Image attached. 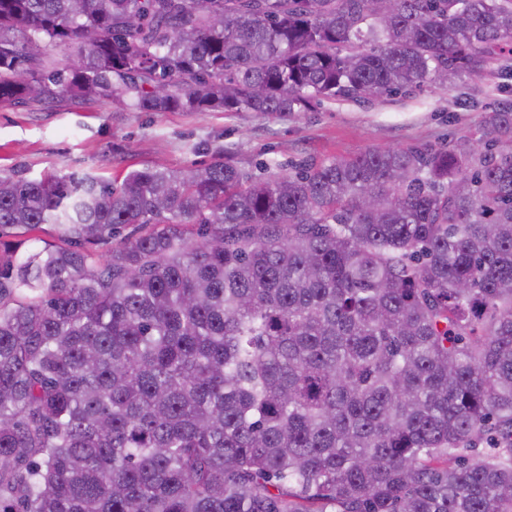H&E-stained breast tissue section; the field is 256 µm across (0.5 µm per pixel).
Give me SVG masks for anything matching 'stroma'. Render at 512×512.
Instances as JSON below:
<instances>
[{
    "label": "stroma",
    "instance_id": "35a3bbf8",
    "mask_svg": "<svg viewBox=\"0 0 512 512\" xmlns=\"http://www.w3.org/2000/svg\"><path fill=\"white\" fill-rule=\"evenodd\" d=\"M507 94L493 75L424 84L370 106L314 112H138L102 99L0 105V170L28 178L79 172L108 178L142 165L184 169L216 154L239 167L288 174L304 161L383 147L441 148L475 133Z\"/></svg>",
    "mask_w": 512,
    "mask_h": 512
}]
</instances>
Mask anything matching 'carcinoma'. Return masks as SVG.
<instances>
[{
    "mask_svg": "<svg viewBox=\"0 0 512 512\" xmlns=\"http://www.w3.org/2000/svg\"><path fill=\"white\" fill-rule=\"evenodd\" d=\"M504 51L512 0H0L14 105L366 106ZM44 224L0 240V512H512V101L288 175L1 171L0 237Z\"/></svg>",
    "mask_w": 512,
    "mask_h": 512,
    "instance_id": "carcinoma-1",
    "label": "carcinoma"
}]
</instances>
